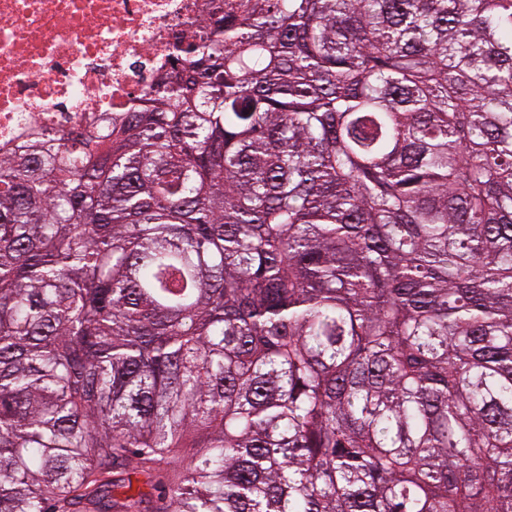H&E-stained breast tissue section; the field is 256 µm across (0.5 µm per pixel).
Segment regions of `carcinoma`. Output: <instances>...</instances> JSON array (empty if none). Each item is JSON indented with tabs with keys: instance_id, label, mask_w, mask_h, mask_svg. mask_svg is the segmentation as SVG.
<instances>
[{
	"instance_id": "obj_1",
	"label": "carcinoma",
	"mask_w": 512,
	"mask_h": 512,
	"mask_svg": "<svg viewBox=\"0 0 512 512\" xmlns=\"http://www.w3.org/2000/svg\"><path fill=\"white\" fill-rule=\"evenodd\" d=\"M203 23L0 154V512H512V0Z\"/></svg>"
}]
</instances>
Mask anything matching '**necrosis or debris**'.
Returning <instances> with one entry per match:
<instances>
[{"mask_svg": "<svg viewBox=\"0 0 512 512\" xmlns=\"http://www.w3.org/2000/svg\"><path fill=\"white\" fill-rule=\"evenodd\" d=\"M203 0H0V153L125 112L171 70Z\"/></svg>", "mask_w": 512, "mask_h": 512, "instance_id": "obj_1", "label": "necrosis or debris"}]
</instances>
